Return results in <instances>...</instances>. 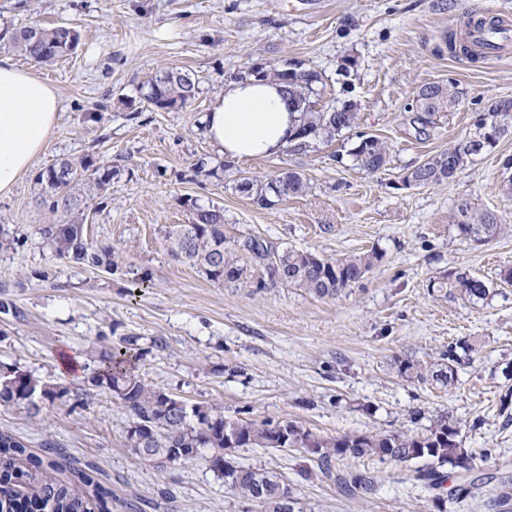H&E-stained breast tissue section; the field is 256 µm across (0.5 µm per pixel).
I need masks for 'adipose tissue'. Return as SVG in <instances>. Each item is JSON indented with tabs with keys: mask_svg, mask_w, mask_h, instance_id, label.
I'll list each match as a JSON object with an SVG mask.
<instances>
[{
	"mask_svg": "<svg viewBox=\"0 0 512 512\" xmlns=\"http://www.w3.org/2000/svg\"><path fill=\"white\" fill-rule=\"evenodd\" d=\"M52 85L0 58V194L8 193L44 153L60 117ZM297 112L275 82H229L204 118L208 139L237 161L276 154L290 145Z\"/></svg>",
	"mask_w": 512,
	"mask_h": 512,
	"instance_id": "1",
	"label": "adipose tissue"
}]
</instances>
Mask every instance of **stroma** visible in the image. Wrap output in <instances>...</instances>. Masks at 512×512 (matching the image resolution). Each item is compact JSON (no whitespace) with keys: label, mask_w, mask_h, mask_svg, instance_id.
Instances as JSON below:
<instances>
[{"label":"stroma","mask_w":512,"mask_h":512,"mask_svg":"<svg viewBox=\"0 0 512 512\" xmlns=\"http://www.w3.org/2000/svg\"><path fill=\"white\" fill-rule=\"evenodd\" d=\"M512 18V0H0V29L68 25L76 51L43 65L13 63L53 85L62 117L48 149L13 190L0 194V229L20 243L0 249V362L43 380L83 386V401L41 405L38 417L0 407V431L38 449L52 437L65 464L98 468L112 489V512H242L236 494L206 455L164 468L127 449L130 413L110 392L88 386L100 350L133 334L146 354L149 384L228 418L288 420L324 436L396 431L417 435L438 417L466 420L463 447L481 453L473 479L512 463V195L500 188L512 134L475 156L454 182L402 187L403 176L468 135L493 101L512 99V52L471 62L444 47L470 15ZM323 75L321 106L354 104L356 127L308 151L230 161L207 139L201 120L232 77L257 62H284ZM174 66L199 85L183 108L147 107L144 84ZM455 82L459 105L418 113L429 83ZM90 112L100 122L87 121ZM385 142L388 161L369 174L351 156L359 134ZM92 157L120 172L89 200L87 237L110 244L148 269L136 288L123 272L72 267L43 238L40 170L61 157ZM201 174H194L197 162ZM299 172L306 193L262 208L237 191L239 178ZM494 212L501 232L486 243L460 236L456 202ZM224 210V232L274 248L326 258L370 250L381 261L329 299L300 288L217 284L175 261L164 242L187 223V201ZM460 271L488 282L473 304L442 285ZM475 343L472 362L452 387L410 381L408 359L436 366L449 343ZM234 460L272 472L305 512H434L432 493L411 463L356 459L322 467L293 450L238 448ZM378 479L374 494L349 493L345 470Z\"/></svg>","instance_id":"35a3bbf8"}]
</instances>
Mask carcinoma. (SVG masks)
<instances>
[{
  "label": "carcinoma",
  "instance_id": "cac0c4a2",
  "mask_svg": "<svg viewBox=\"0 0 512 512\" xmlns=\"http://www.w3.org/2000/svg\"><path fill=\"white\" fill-rule=\"evenodd\" d=\"M8 48L33 63L57 61L69 55L78 45V32L68 26L52 28L33 24L6 31ZM446 46L456 48L471 58L482 54L479 46L466 39L456 43L451 35L444 36ZM323 76L314 69L293 68L288 100L298 112L297 128L309 133L297 141L291 150L304 151L312 142L331 139L355 126L357 112L352 103L341 107L316 110L314 96ZM144 99L155 111L169 112L195 99L198 82L187 71L169 67L157 71L146 82ZM459 92L453 83H430L416 95V108L427 114L456 106ZM487 122L502 124V135L512 133V99H501L483 110ZM351 155L355 165L369 173L387 163V149L375 136L361 134ZM497 140H483L481 126L454 145L427 158L408 173L418 187L451 182L472 157L496 146ZM116 167L97 164L86 156L61 158L41 170L37 181L41 185L40 205L51 215V223L40 228L56 254L79 269H98L107 273L119 270L121 259L112 246L89 241L84 224L82 191L101 193L112 181ZM307 184L296 171L284 170L266 182L244 181L238 190L245 192L261 207L298 196ZM454 224L459 235L475 242L487 241L500 231V224L491 211L476 212L462 198L455 206ZM169 254L176 260L196 267L206 278L218 284L238 282L245 268L240 253H248L266 277L256 281V287L281 284L303 288L319 298H333L348 286L359 282L381 261L377 251L345 258L325 259L312 252L285 249L281 252L255 238L227 239L224 233V210L215 206L192 204L186 224H171L164 233ZM461 299L478 302L489 295L485 281L465 273L451 272L446 276ZM475 351L473 344L457 341L448 344L441 354L438 370L410 360L400 362L399 372L409 380L433 381L454 385L458 370L469 363ZM144 351L138 337L119 339L112 351L102 355V366L91 377L96 388L108 390L130 412L127 430L128 450L142 457L156 458L174 455L179 464L196 458L204 448L210 449L209 462L213 471L224 479L241 499L244 512H285L282 491L286 483L265 471L239 466L224 454L226 448H295L317 456L321 465L334 460L376 459L380 462H420L417 478L428 489L443 487L448 475L476 467L477 453L462 446V421L450 414L436 419L418 435L404 433H356L325 437L292 421H262L231 419L202 404L192 406L154 388L140 377L136 362ZM82 388L73 389L49 383L15 365L0 363V406L23 409L37 415L43 401H80ZM59 452L47 440L41 453L31 451L26 444L8 432H0V512H112V489L97 477L98 469L91 464L64 470L56 460ZM345 487L353 493L371 494L376 490L375 477L369 472L347 471L342 477ZM491 512H512V477L502 475L494 493L485 500Z\"/></svg>",
  "mask_w": 512,
  "mask_h": 512
}]
</instances>
